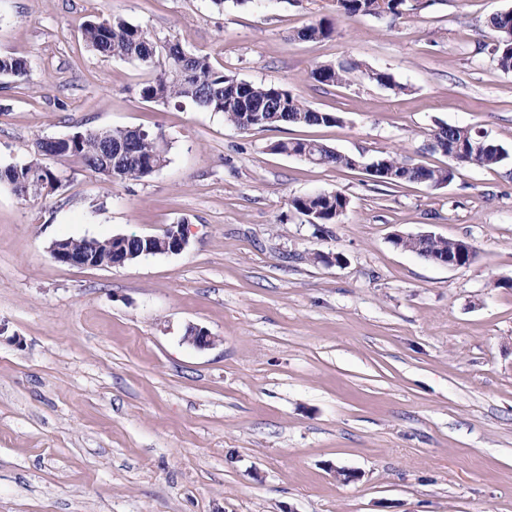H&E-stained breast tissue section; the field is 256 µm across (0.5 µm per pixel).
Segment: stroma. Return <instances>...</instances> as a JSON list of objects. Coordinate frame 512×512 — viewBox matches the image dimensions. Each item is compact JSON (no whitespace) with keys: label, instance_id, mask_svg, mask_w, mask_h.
I'll return each instance as SVG.
<instances>
[{"label":"stroma","instance_id":"35a3bbf8","mask_svg":"<svg viewBox=\"0 0 512 512\" xmlns=\"http://www.w3.org/2000/svg\"><path fill=\"white\" fill-rule=\"evenodd\" d=\"M510 9L427 0L345 20L336 0H0V55L29 69L0 77V166L97 128L167 148L142 180L47 158L54 193L0 185V512H512V158L431 188L271 149L312 139L442 166L428 145L450 124L512 154V73L488 24ZM107 16L342 122L244 134L220 112L144 101L146 70L82 40ZM319 19L329 38L297 39ZM352 61L406 92L309 76ZM336 190L349 205L333 224L290 205ZM181 220L178 254L81 268L49 253ZM422 232L476 257L448 268L393 242ZM192 325L215 344L185 342Z\"/></svg>","mask_w":512,"mask_h":512}]
</instances>
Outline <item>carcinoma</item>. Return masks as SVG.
I'll list each match as a JSON object with an SVG mask.
<instances>
[{"mask_svg": "<svg viewBox=\"0 0 512 512\" xmlns=\"http://www.w3.org/2000/svg\"><path fill=\"white\" fill-rule=\"evenodd\" d=\"M337 12L346 19L359 16L402 17L409 10L408 0H336ZM333 24L318 20L299 29L298 39L315 41L330 37ZM87 48L104 58L127 59L138 63L150 73L140 95L148 102L182 103L224 113V121L242 133L269 130L282 125L333 126L341 117L333 112H320L288 90L275 84H256L238 80L214 68L207 56L187 52L171 38H161L151 31L133 25L121 17L103 18L86 24L82 33ZM494 60L503 72L512 71V39L499 33L492 49ZM363 76L373 74V82L402 92L406 87L397 83L386 72L363 67L351 62L338 67L327 64L311 69L309 76L321 85L337 86L348 83L353 72ZM28 75L25 61L0 56V76L23 80ZM434 150L457 161L445 166L428 167L408 162L393 153L374 158L377 172L372 179L385 184L419 183L426 186L450 184L457 170L472 166L492 168L509 159V152L491 137H483L474 127L441 125L433 134ZM58 158H70L85 169L119 184L130 179L151 176L167 162V148L157 137L141 128L94 129L70 143L51 147ZM272 150L286 155H300L315 166L355 168L358 157L345 154L316 140L292 139L279 141ZM45 153L41 139L35 141V158L28 162L0 167V184L9 185L14 192L36 179L54 180L56 175L41 163ZM291 206L301 214L313 213L321 224L336 223V212L345 211L348 199L340 192L294 197ZM394 244L406 251H414L425 259L452 252L451 240L440 238L425 243L411 239H394ZM62 246L77 253L110 255L106 241L98 239L63 240Z\"/></svg>", "mask_w": 512, "mask_h": 512, "instance_id": "obj_1", "label": "carcinoma"}]
</instances>
